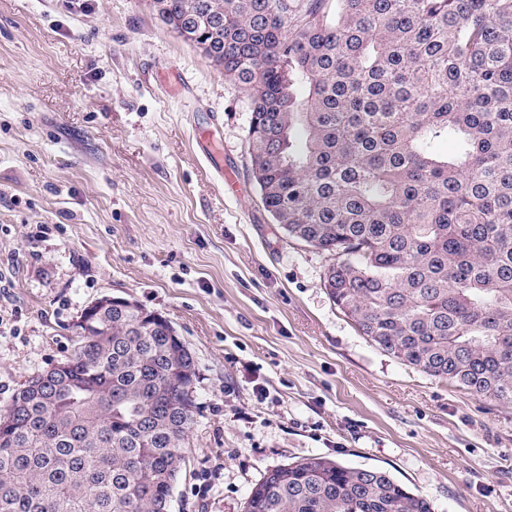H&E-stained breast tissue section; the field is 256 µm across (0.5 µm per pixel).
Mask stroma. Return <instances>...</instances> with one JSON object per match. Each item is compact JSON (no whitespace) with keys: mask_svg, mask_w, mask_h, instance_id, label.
<instances>
[{"mask_svg":"<svg viewBox=\"0 0 512 512\" xmlns=\"http://www.w3.org/2000/svg\"><path fill=\"white\" fill-rule=\"evenodd\" d=\"M249 118L150 0H0V407L70 354L88 305L124 297L196 361L171 512H243L266 471L312 455L387 469L435 512H512V405L358 332L326 254L275 235Z\"/></svg>","mask_w":512,"mask_h":512,"instance_id":"obj_1","label":"stroma"}]
</instances>
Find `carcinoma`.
I'll return each instance as SVG.
<instances>
[{
    "mask_svg": "<svg viewBox=\"0 0 512 512\" xmlns=\"http://www.w3.org/2000/svg\"><path fill=\"white\" fill-rule=\"evenodd\" d=\"M242 86L276 232L373 345L512 405V0H153ZM454 138L449 158L439 142ZM0 426V512H170L196 363L170 321L91 307ZM244 512H433L390 472L310 456Z\"/></svg>",
    "mask_w": 512,
    "mask_h": 512,
    "instance_id": "1",
    "label": "carcinoma"
}]
</instances>
